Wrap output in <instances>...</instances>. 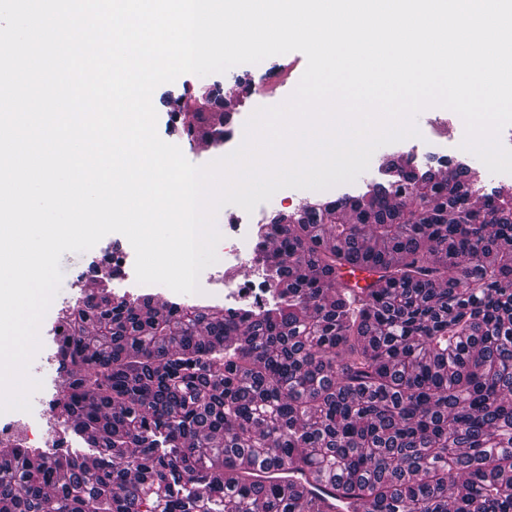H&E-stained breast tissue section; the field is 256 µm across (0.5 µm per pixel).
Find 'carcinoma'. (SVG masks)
Here are the masks:
<instances>
[{"mask_svg": "<svg viewBox=\"0 0 512 512\" xmlns=\"http://www.w3.org/2000/svg\"><path fill=\"white\" fill-rule=\"evenodd\" d=\"M470 173L393 160L257 225L263 308L96 270L51 400L93 453L0 454V512H512V188L477 207Z\"/></svg>", "mask_w": 512, "mask_h": 512, "instance_id": "1", "label": "carcinoma"}]
</instances>
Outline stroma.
Returning a JSON list of instances; mask_svg holds the SVG:
<instances>
[{"instance_id":"obj_1","label":"stroma","mask_w":512,"mask_h":512,"mask_svg":"<svg viewBox=\"0 0 512 512\" xmlns=\"http://www.w3.org/2000/svg\"><path fill=\"white\" fill-rule=\"evenodd\" d=\"M306 68L305 62L296 60L294 53L271 56L256 64H240L223 73L203 77L191 74L178 77L174 82L157 87L152 103L157 112V133L165 142L177 145L193 164L202 166L215 160V143L211 133L195 132L187 135L181 124L171 115L181 104L200 111L226 112L231 116V128L245 126L248 117L259 107H271L284 102L295 90ZM454 126L452 136L433 142V129L438 120ZM460 117L455 112L429 107L416 118L421 133L418 139H405L378 148L370 161L365 177L355 182L341 184L331 189L330 198L354 194L366 185L382 181L380 167L383 162L408 154L411 146H418L419 157L415 162L419 170L436 167L443 158L465 159L471 170H482L483 162L469 151L462 149V137L456 128ZM123 252L126 257V278L116 285L117 293H136L135 251L128 239L119 233L102 238L92 249L83 253L63 254L60 267L64 273L60 290L46 312L39 329L40 351L43 361L30 362L28 370L43 384L42 395L54 396L61 376L51 356L56 346V326L61 308L74 304L84 289L91 286V268L103 263L112 251Z\"/></svg>"}]
</instances>
